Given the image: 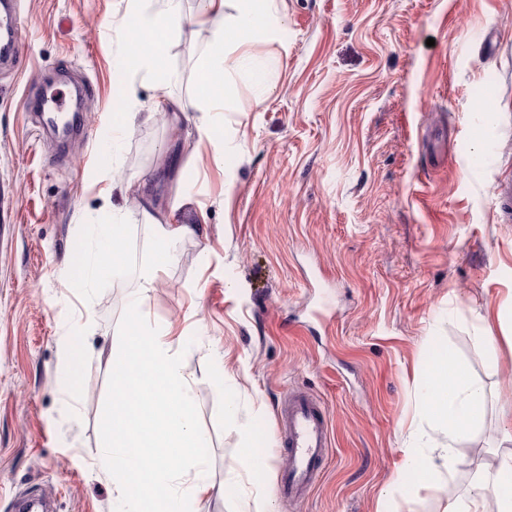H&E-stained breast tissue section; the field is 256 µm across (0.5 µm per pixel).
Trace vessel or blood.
Returning <instances> with one entry per match:
<instances>
[{"label":"vessel or blood","instance_id":"b4317fda","mask_svg":"<svg viewBox=\"0 0 512 512\" xmlns=\"http://www.w3.org/2000/svg\"><path fill=\"white\" fill-rule=\"evenodd\" d=\"M67 101L58 92L39 100L35 112L41 126H51L57 114L66 112ZM279 443L288 464L278 482L280 496L302 497L314 488L331 445L328 415L316 399L295 394L277 416Z\"/></svg>","mask_w":512,"mask_h":512}]
</instances>
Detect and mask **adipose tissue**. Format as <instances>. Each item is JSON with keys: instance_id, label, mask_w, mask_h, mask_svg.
<instances>
[{"instance_id": "1", "label": "adipose tissue", "mask_w": 512, "mask_h": 512, "mask_svg": "<svg viewBox=\"0 0 512 512\" xmlns=\"http://www.w3.org/2000/svg\"><path fill=\"white\" fill-rule=\"evenodd\" d=\"M271 0H200L198 22L210 38L205 63L198 70L194 98L200 111L218 112L225 106V92L241 60L232 53L236 46L262 40L271 33ZM181 22V0H126L124 28L135 46L118 64L125 86L127 109L114 114V134H122L133 120L140 103L136 82L158 90L157 108L169 109L171 122H178L181 100L167 87V61L173 38ZM143 216L154 229L160 245L150 261L151 274L144 278L130 304L134 319L129 335L112 344V386L118 393L134 390L143 378H150L155 412L149 421L155 452L145 458L139 435L126 425V412L113 405L105 422L110 435L103 458L104 469L112 473L113 512H192L209 492L202 471L207 462L208 440L197 428L193 411L192 378L184 372L181 351L175 349L167 327L154 322L146 302L155 275L173 260L182 238L194 235L195 225L167 224L151 211ZM125 225H104L105 247L84 260L76 272L85 284H92L108 269L117 267ZM420 408L428 428L411 433L404 449L405 469L417 475V482L430 485L452 475L459 463L457 446L466 440L485 408L483 390L469 381L465 367L450 352H443L424 384ZM444 435L438 456L427 454L433 434ZM189 461L194 476L184 477L178 460ZM476 483L469 493L447 507V512H487V500H494L496 512H512V452L502 455L496 466L476 464Z\"/></svg>"}]
</instances>
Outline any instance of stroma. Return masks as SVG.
<instances>
[{"label":"stroma","mask_w":512,"mask_h":512,"mask_svg":"<svg viewBox=\"0 0 512 512\" xmlns=\"http://www.w3.org/2000/svg\"><path fill=\"white\" fill-rule=\"evenodd\" d=\"M168 59L180 132L157 93L112 164L113 72L128 52L123 0H16L15 63L0 62V512L50 495L54 512H112L98 461L117 394L105 358L130 330L128 303L157 247L144 198L168 223L198 225L176 246L147 302L180 335L195 374L194 415L209 441L202 512H444L466 495L471 450L496 464L500 408L512 401V221L493 190L512 181V0H273L275 34L243 48L218 115L226 143L184 140L207 120L192 104L209 40L183 0ZM434 46H427V39ZM91 83L86 138L59 153L35 136L29 87ZM482 157L472 167L473 157ZM126 225L124 262L80 287L67 267L92 254L102 224ZM496 341H476L481 318ZM452 350L486 409L458 446L452 478L416 493L403 444L425 427L419 396ZM232 376L216 390L211 376ZM317 396L331 448L314 489L276 492L286 457L276 413L288 393ZM252 439L265 467L245 465Z\"/></svg>","instance_id":"1"}]
</instances>
